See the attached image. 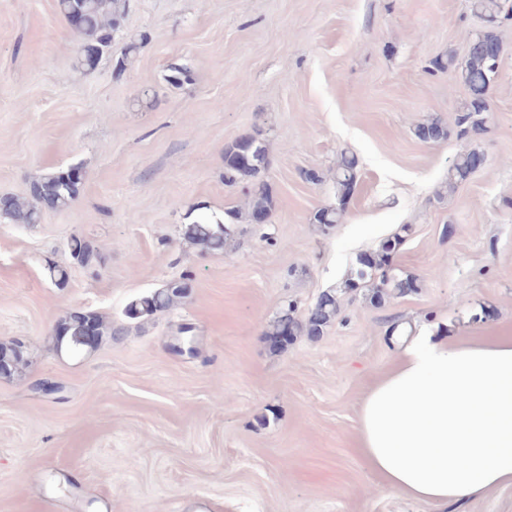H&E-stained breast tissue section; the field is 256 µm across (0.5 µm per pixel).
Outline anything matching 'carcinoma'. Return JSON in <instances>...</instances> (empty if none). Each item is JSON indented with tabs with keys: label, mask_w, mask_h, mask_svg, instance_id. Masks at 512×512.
<instances>
[{
	"label": "carcinoma",
	"mask_w": 512,
	"mask_h": 512,
	"mask_svg": "<svg viewBox=\"0 0 512 512\" xmlns=\"http://www.w3.org/2000/svg\"><path fill=\"white\" fill-rule=\"evenodd\" d=\"M57 7L67 20L73 16L81 18V24L73 29L78 42L76 66L86 70L96 68L111 47L112 32L120 25L125 13V0H57ZM470 7L485 18L487 26L470 40L466 58L458 66L465 95L456 109V125L463 136L485 130L490 119L488 94L498 76L503 55V44L497 33L498 18L504 9L503 0H470ZM414 131L421 141L427 143L444 141L449 134L447 125L433 119L418 123ZM478 156L480 152L476 150L461 151L455 156L448 167V191H454L476 171L474 161ZM265 164L264 140L257 134L242 136L224 148V181L230 185L239 181L248 184L247 208L236 213V219L246 224L253 223L254 216L260 212L271 214L274 207L271 188L261 177ZM357 166L354 154L345 150L340 153L335 173L337 204L317 210L312 223L328 230L340 221L355 185ZM82 188L83 183L73 181L67 171L44 175L30 183L26 200L8 194L1 196L0 219L9 224H35L41 211L69 207L78 199ZM406 232L408 227L404 226L400 233L384 241L378 250L360 255L354 276L346 280L345 287L367 289L371 303L376 306L382 305L390 296L402 294L413 287V277L399 278L389 268L390 255ZM229 237L228 225L208 218L186 224L183 228V239L188 245L210 252L224 250ZM70 257L88 265L97 255L88 243L75 237ZM190 288L188 278L171 280L165 287L131 301L126 315L137 319L166 311L187 298ZM339 308L337 292L333 289L320 294L303 319L297 316L295 306L290 304L269 325L267 335L277 338L286 331L290 338L300 333L310 338L320 336L336 319ZM87 320L95 324L98 344L108 332L113 339L122 335V328L110 329L95 311L69 312L63 319V323L69 326V335L54 336L56 350L70 355L86 352L82 328ZM3 357L9 360L7 378L22 375L28 365L17 341L0 345V358Z\"/></svg>",
	"instance_id": "1"
}]
</instances>
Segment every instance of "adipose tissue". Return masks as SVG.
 <instances>
[{"label":"adipose tissue","mask_w":512,"mask_h":512,"mask_svg":"<svg viewBox=\"0 0 512 512\" xmlns=\"http://www.w3.org/2000/svg\"><path fill=\"white\" fill-rule=\"evenodd\" d=\"M359 446L385 485L444 507L512 486V336L407 342L365 398Z\"/></svg>","instance_id":"adipose-tissue-1"}]
</instances>
